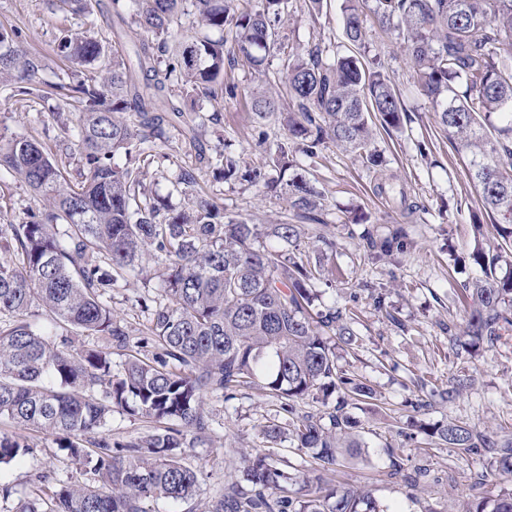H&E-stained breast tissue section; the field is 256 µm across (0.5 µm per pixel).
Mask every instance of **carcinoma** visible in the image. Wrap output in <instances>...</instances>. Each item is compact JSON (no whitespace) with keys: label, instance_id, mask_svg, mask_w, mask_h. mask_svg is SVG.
Instances as JSON below:
<instances>
[{"label":"carcinoma","instance_id":"obj_1","mask_svg":"<svg viewBox=\"0 0 512 512\" xmlns=\"http://www.w3.org/2000/svg\"><path fill=\"white\" fill-rule=\"evenodd\" d=\"M131 24L152 34L142 41L139 69L155 94L176 88L185 96L210 92L223 84L224 66L243 58L261 66L269 56L283 60L282 77L295 111L281 113L286 140L269 152L266 166L221 154L216 177L261 185L284 197L296 214L321 223L323 193L300 171L295 146L313 155L331 141L357 153L369 168L383 165L373 146L369 113L384 128L402 125L404 108L389 75L366 53L338 55L319 44L298 52L279 42V26L289 0H257L252 9L234 0H125ZM343 0L345 33L363 43L359 6ZM379 22L392 30L414 64L419 90L432 104L469 172L483 209L498 217V233L512 241V0H372ZM72 14L91 11V0H56ZM195 8L202 25L232 35L180 42L171 48L172 23ZM19 32L0 31V88L24 99L37 91L41 67L36 55L15 45ZM57 49L68 66L100 71L93 83L61 82L55 91L53 120L73 132L84 177L69 185L41 142L27 136L0 141V169L18 175L43 198V208L18 224L0 225V418L17 431H0V467L29 454L19 430L40 429L58 435V447L91 474L87 483L52 482L35 475L40 493L19 501L16 512H152L159 501L192 502L202 493V473L183 463L189 449L205 444L211 433L206 401H225L259 389L291 415L270 421L262 440L292 443L313 451L322 469L339 455L360 453L351 437L345 397L372 399L374 391L338 365L337 336L354 342L351 317L341 308L312 312L311 281L316 270L299 252L302 224L281 222L264 227L226 218L224 208L195 189L193 172H181L185 206L174 209L149 195L138 164L115 156L145 155L143 145L160 140L166 127L184 121L171 106L166 117L155 101L130 81L125 62L107 64L105 44L92 36L63 33ZM165 57V68L152 65ZM258 119L278 111L272 95L255 92ZM274 238L294 252L270 250L260 243ZM378 257L401 251L399 237L366 240ZM165 258L156 272L162 299L139 298L149 315L143 351L129 354L113 369L112 349L130 343L127 326L108 303L112 289L143 273L145 255ZM484 277L464 286L470 297L467 345L477 352L512 326V274L500 278L497 265L512 267V247L489 256L471 254ZM42 308L67 332L100 334L106 349H68L67 339L39 329L32 309ZM339 393L337 404L319 418H293L299 401ZM145 417L154 426L122 442L112 441L114 412ZM423 431L451 448L477 454L490 448L499 474L512 478V438L495 439L450 422ZM393 474L414 487L424 475L409 458L391 452ZM243 480L201 502L200 512H380L369 493L326 488L321 478L303 497L288 495L297 477L264 453L244 458ZM468 512H512V491L489 501L482 497Z\"/></svg>","mask_w":512,"mask_h":512}]
</instances>
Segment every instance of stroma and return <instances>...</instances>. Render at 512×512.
<instances>
[{"label": "stroma", "instance_id": "1", "mask_svg": "<svg viewBox=\"0 0 512 512\" xmlns=\"http://www.w3.org/2000/svg\"><path fill=\"white\" fill-rule=\"evenodd\" d=\"M0 25L22 31L20 47L39 56L37 75L41 88L58 82L65 65L57 54L63 31L84 32L110 47L119 61H131L145 34L119 22L113 0H93L91 13L75 16L57 10L53 0H0ZM365 42L380 56L405 109L400 129L376 128L374 145L383 155L381 169L366 168L353 152L332 143L316 156L296 151L295 159L323 191L321 223L311 225L317 243L311 258L327 254L325 269L313 283L321 297L317 308L349 309L357 335L353 348L339 350V364L348 374L372 386L377 404L353 401L346 408L356 421L352 434L361 445L360 455L342 460L326 481L371 492L383 512H466L482 490H498L502 482L490 453L471 454L413 433L412 422L426 425L450 421L497 436L512 435V333L493 346L471 354L464 336L449 335V326H462L467 309L463 287L480 271L470 256L476 247L491 249L500 243L495 218L488 216L469 176L465 157L449 141L435 118L432 105L415 86L416 74L395 35L382 28L373 14L363 16ZM285 44L305 51L320 44L346 54L352 46L342 21V0H324L320 11L308 13L302 0H292L288 20L280 28ZM280 62L268 66L237 64L224 70L225 83L235 85L236 98L210 101L205 97L160 96L159 111L176 105L185 122L175 124L167 137L155 141L150 151L145 184L148 191L173 208L187 199L176 184L184 169L193 170L197 188L222 204L224 213L254 224L292 220L286 201L244 181L223 182L215 177V162L224 149L241 154L248 163H264L266 152L257 141V122L250 97L260 89L278 95L281 111L293 104L278 79ZM48 103L14 100L0 92V138L27 135L44 143L61 157L70 184L81 180L77 148L61 138L48 119ZM203 116L195 131L186 123ZM407 194L417 210L407 214L399 204ZM42 206L41 197L20 178L0 173V225L19 223L29 211ZM484 226L483 238L474 235V223ZM404 232V252L376 258L364 247L366 237L381 240ZM157 258L146 271L115 289L110 305L142 337L148 315L137 303L143 295H157L154 277ZM383 289V306L374 302ZM470 375L471 390L448 398L450 381ZM213 420L212 442L193 449L186 466L201 471L205 496L218 493L243 465V453L259 450V432L270 419L287 421L277 400L256 390L236 398L208 401ZM32 451L22 460L0 469V487L30 491L29 479L42 471L71 482L89 479L84 467L74 464L57 446L55 434L28 432ZM409 456L413 466L426 470L418 488L391 477V451Z\"/></svg>", "mask_w": 512, "mask_h": 512}]
</instances>
